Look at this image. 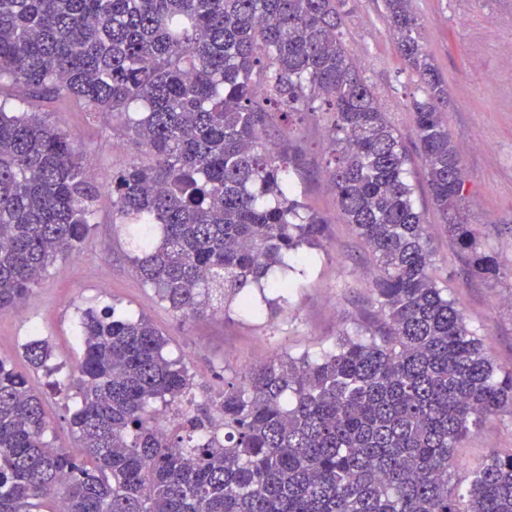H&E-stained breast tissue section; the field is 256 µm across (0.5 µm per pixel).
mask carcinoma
Instances as JSON below:
<instances>
[{"label":"carcinoma","instance_id":"1","mask_svg":"<svg viewBox=\"0 0 512 512\" xmlns=\"http://www.w3.org/2000/svg\"><path fill=\"white\" fill-rule=\"evenodd\" d=\"M381 2L423 91L410 107L431 203L466 278L494 281L497 257L462 215L448 88L412 0ZM341 6L0 0V311L80 250L106 189L135 226L136 273L173 311L257 312L247 288L287 292L285 258L327 238L295 198L297 156L272 142L317 114L338 208L373 257L377 305L335 349L224 383L218 425L150 319L85 310L68 373L78 453L48 439L40 394L0 358V512H56V487L65 512H512V453L490 455L467 494L448 487L457 444L512 414V375L432 275L412 156L343 39ZM45 92L124 117L122 135L148 160L98 181L65 130L23 108ZM25 355L61 370L46 340Z\"/></svg>","mask_w":512,"mask_h":512}]
</instances>
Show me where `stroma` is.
I'll return each mask as SVG.
<instances>
[{"instance_id": "35a3bbf8", "label": "stroma", "mask_w": 512, "mask_h": 512, "mask_svg": "<svg viewBox=\"0 0 512 512\" xmlns=\"http://www.w3.org/2000/svg\"><path fill=\"white\" fill-rule=\"evenodd\" d=\"M422 24L427 52L448 85V129L466 174L464 219L501 264L498 281H472L463 260L433 209L420 161L409 165L417 206L434 249V275L462 310L470 328L485 339L494 364L512 370V67L503 51L512 44V0H412ZM342 28L348 47L377 92L383 112L406 146L414 144L410 99L417 92L401 59L380 0H344ZM36 111L70 132L93 174L112 175L145 160L142 147L113 134L112 120L92 117L78 103L51 95L34 99ZM289 140L303 163L292 171L298 196L328 224V238L286 294L265 289L256 313L238 308L221 315H176L135 274L129 227L112 212V198L101 192L97 216L80 251L59 259L15 312L0 314V358L26 374L42 393L55 444L74 448L65 422L74 404L69 390L53 389L43 372L28 363L23 346L32 336L46 339L52 361L72 366L77 358L78 316L90 306L149 318L167 337L166 353L182 359L194 376V398L220 422L224 381L243 378L253 366L288 353L319 355L343 333L369 325L374 317L375 268L363 242L336 205L324 173L329 147L326 122L307 118ZM512 452V415L503 414L481 433L455 448L448 485L465 491L472 473L490 453Z\"/></svg>"}]
</instances>
